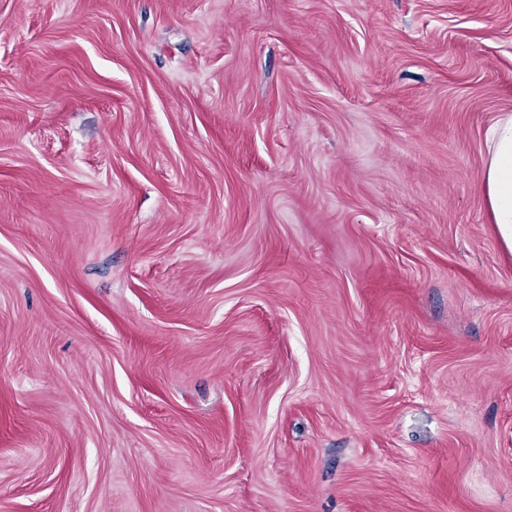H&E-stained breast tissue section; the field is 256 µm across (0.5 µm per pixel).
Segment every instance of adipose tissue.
<instances>
[{"label":"adipose tissue","mask_w":512,"mask_h":512,"mask_svg":"<svg viewBox=\"0 0 512 512\" xmlns=\"http://www.w3.org/2000/svg\"><path fill=\"white\" fill-rule=\"evenodd\" d=\"M488 159L480 186L489 219L512 253V114L504 113L487 132Z\"/></svg>","instance_id":"adipose-tissue-1"}]
</instances>
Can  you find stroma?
Segmentation results:
<instances>
[{"label":"stroma","instance_id":"1","mask_svg":"<svg viewBox=\"0 0 512 512\" xmlns=\"http://www.w3.org/2000/svg\"><path fill=\"white\" fill-rule=\"evenodd\" d=\"M512 0H0V512H512ZM488 159L480 186L491 224L512 254V114L501 115L487 132Z\"/></svg>","mask_w":512,"mask_h":512}]
</instances>
